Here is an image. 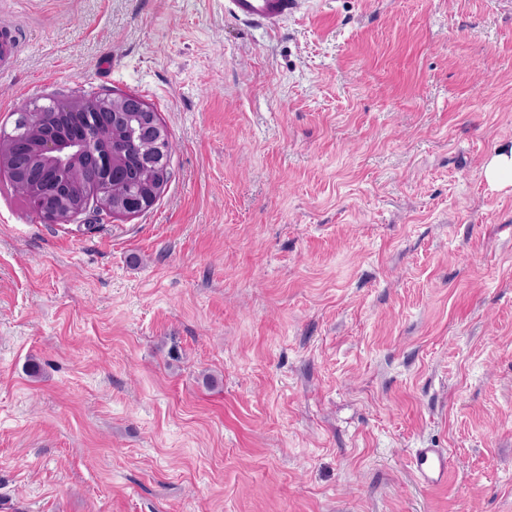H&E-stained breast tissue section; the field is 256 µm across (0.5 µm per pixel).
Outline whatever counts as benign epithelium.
<instances>
[{"instance_id": "obj_1", "label": "benign epithelium", "mask_w": 512, "mask_h": 512, "mask_svg": "<svg viewBox=\"0 0 512 512\" xmlns=\"http://www.w3.org/2000/svg\"><path fill=\"white\" fill-rule=\"evenodd\" d=\"M49 112L78 120L85 133L73 138L53 135L45 129ZM17 125L22 130H0V175L21 186L30 204L50 223H68L92 211L111 217L137 216L157 202L169 181V131L135 95H54L47 105L22 109ZM127 130L140 138L144 170L153 175L149 191L133 203L112 192L113 171H120L127 179L138 177L123 169V155L112 147ZM49 167L72 175L89 170L96 177L105 174V179L89 191L49 193Z\"/></svg>"}]
</instances>
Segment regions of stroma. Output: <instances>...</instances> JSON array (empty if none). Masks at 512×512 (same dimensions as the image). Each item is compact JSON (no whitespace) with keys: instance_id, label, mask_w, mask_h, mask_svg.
Returning a JSON list of instances; mask_svg holds the SVG:
<instances>
[{"instance_id":"stroma-1","label":"stroma","mask_w":512,"mask_h":512,"mask_svg":"<svg viewBox=\"0 0 512 512\" xmlns=\"http://www.w3.org/2000/svg\"><path fill=\"white\" fill-rule=\"evenodd\" d=\"M0 126L133 94L170 179L0 177V512H512V0H0ZM39 374H32L31 363ZM444 448L448 485L409 464ZM224 13L242 22L260 23L274 28L294 13L299 0H226ZM487 182L494 187L512 186V145L500 147L485 166Z\"/></svg>"}]
</instances>
